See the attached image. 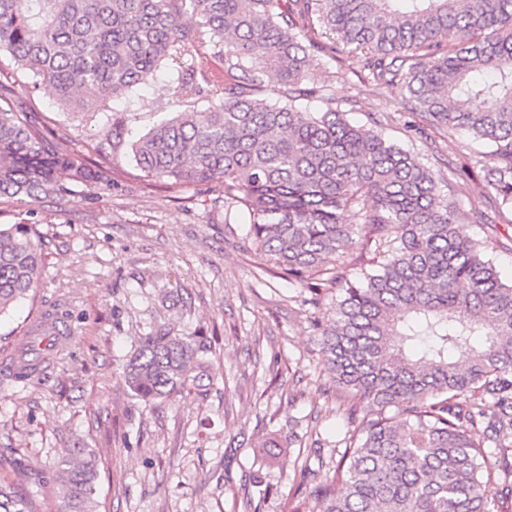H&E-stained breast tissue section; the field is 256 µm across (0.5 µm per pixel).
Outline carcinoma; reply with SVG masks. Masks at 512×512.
Listing matches in <instances>:
<instances>
[{"label": "carcinoma", "instance_id": "1", "mask_svg": "<svg viewBox=\"0 0 512 512\" xmlns=\"http://www.w3.org/2000/svg\"><path fill=\"white\" fill-rule=\"evenodd\" d=\"M1 56L0 199L115 185L62 150L12 84L45 81L61 112L95 115L165 67L182 110L132 141L113 112L96 154H127L171 187L224 186L225 223L248 225L280 274L332 293L333 317L314 326L354 428L336 441L334 484L312 490L322 512H509L512 484L490 492L485 449L512 476V282L458 235L465 214L440 194L443 177L351 123L306 76L350 59L429 131L484 144L487 183L512 214V0H0ZM215 58L218 73L206 70ZM347 211L360 223H342ZM36 236L26 221L0 224V316L41 278ZM360 237L380 261L357 276L336 258ZM205 351L157 325L125 384L148 404L168 400L205 376ZM54 481L65 512H92L91 450L74 449ZM0 512L37 510L0 480Z\"/></svg>", "mask_w": 512, "mask_h": 512}]
</instances>
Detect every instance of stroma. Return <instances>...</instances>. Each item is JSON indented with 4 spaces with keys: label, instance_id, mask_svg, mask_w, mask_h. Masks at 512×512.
I'll return each instance as SVG.
<instances>
[{
    "label": "stroma",
    "instance_id": "obj_1",
    "mask_svg": "<svg viewBox=\"0 0 512 512\" xmlns=\"http://www.w3.org/2000/svg\"><path fill=\"white\" fill-rule=\"evenodd\" d=\"M308 81L330 82L353 120L380 122L434 172L461 177L446 190L467 215L458 231L485 243L502 281H512V216L497 211L467 137L424 138L421 116L353 62L333 79L310 71ZM176 97L162 69L118 106L139 135L175 111ZM107 168L118 190L0 202V224L36 222L44 259L33 298L0 317V352L47 308L67 310L73 336L38 380L0 384V474L12 477L13 458L42 471L44 482L29 484L38 512H61L52 476L80 446L97 459V512H242L257 478L273 489L261 512H321V500L297 491L294 467L309 466L313 484L331 483L338 456L328 443L347 429L312 327L327 307L262 273L245 226L224 221L222 186L151 184L125 154ZM156 324L201 336L209 350L199 387L149 405L131 396L122 371ZM270 437L279 454L261 448Z\"/></svg>",
    "mask_w": 512,
    "mask_h": 512
}]
</instances>
